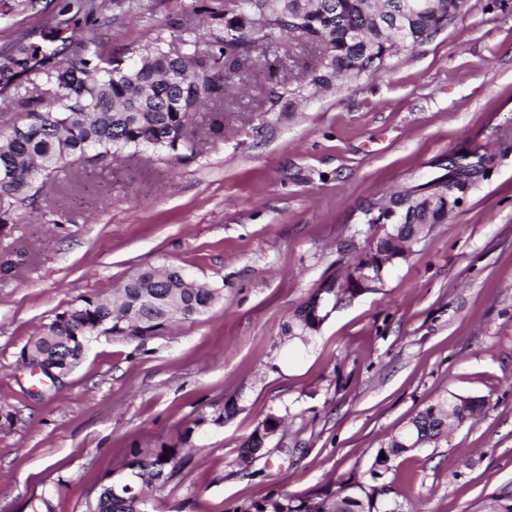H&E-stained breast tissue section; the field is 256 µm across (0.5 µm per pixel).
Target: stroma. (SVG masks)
<instances>
[{
    "instance_id": "35a3bbf8",
    "label": "stroma",
    "mask_w": 512,
    "mask_h": 512,
    "mask_svg": "<svg viewBox=\"0 0 512 512\" xmlns=\"http://www.w3.org/2000/svg\"><path fill=\"white\" fill-rule=\"evenodd\" d=\"M62 3L0 0V50L71 32ZM196 3L107 10L98 33L124 59L168 17L198 27ZM308 56L280 64L298 107L270 102L264 73L242 67L230 95L195 114V155L142 147L106 169L71 162L0 233V512H32L43 496L53 512H84L132 449L185 432L197 451L146 512H236L274 490L318 492L368 474L388 437L451 392L486 398L479 420L398 458L383 482L410 512H489L492 495L512 492V0H470L388 74L328 92L300 88ZM476 146L494 165L447 223L307 342L289 339L295 312L374 246L364 208ZM147 266L182 269L222 297L161 335L92 342L61 382L21 367L55 314ZM227 405L222 424H199ZM270 415L285 420L270 455L242 465Z\"/></svg>"
}]
</instances>
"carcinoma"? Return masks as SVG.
<instances>
[{"mask_svg":"<svg viewBox=\"0 0 512 512\" xmlns=\"http://www.w3.org/2000/svg\"><path fill=\"white\" fill-rule=\"evenodd\" d=\"M412 0H201L198 12L207 21L200 33L181 39L180 48H165L163 29L145 45L128 49V64L102 49L94 32L81 30V46L68 38L51 50H41L25 35L17 37L0 54V91L30 75H46L54 81L55 97L49 100L21 98L13 110L26 113V121L0 132V227L15 223L18 208L45 196L55 172L76 158L91 166H110L125 148L146 146L179 161L194 154L195 142L187 129L195 112L226 93L227 74L240 62L253 60L276 75L278 59L253 56L259 47L311 44L319 49L316 64L306 70L307 84L331 90L364 76L388 70L395 46L406 50L428 41L438 30L463 18L469 5L462 0H430L429 6L412 10ZM103 4L95 0L65 3L62 11H76L73 23L89 22ZM456 161L442 170L460 199L474 184L472 171L484 169L493 157L477 150L454 153ZM421 185L407 186L390 197L398 215L388 223L390 234L377 238L374 248L357 258L364 264L382 253L401 256L416 237L419 224H442L458 204L441 201L426 210L413 198ZM337 300L336 290L322 284L296 315L297 333L305 340L321 317L314 312L317 298ZM221 297V291L197 281L185 282L178 268L160 272L144 268L130 276L112 299L83 297L76 305L55 315L25 351L32 357L78 363L91 338L143 341L159 335L177 320H190L205 312ZM486 407L480 397L448 393L436 404L418 411L400 432L378 449L370 472L373 482L351 473L327 488L307 496L271 492L241 506L236 512H406L389 484L375 482L379 471L413 452L412 444L438 442L451 430L469 421ZM185 433L173 446L143 453L131 449V458L120 465L124 472L107 475L85 512H145L144 489L164 488L181 472L180 457ZM241 461L265 450L258 432L245 441Z\"/></svg>","mask_w":512,"mask_h":512,"instance_id":"1","label":"carcinoma"}]
</instances>
